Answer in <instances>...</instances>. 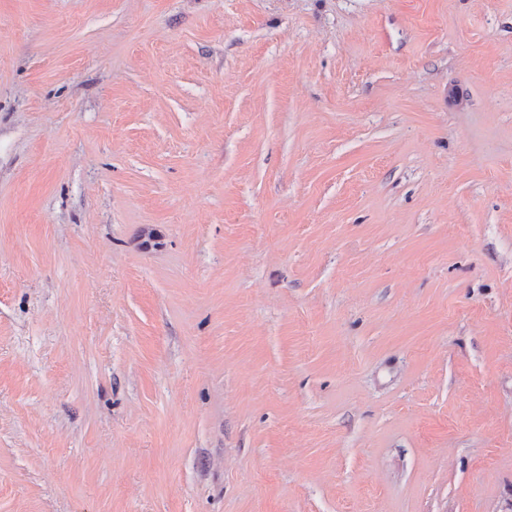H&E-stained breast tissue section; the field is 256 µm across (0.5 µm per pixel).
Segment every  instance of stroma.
<instances>
[{
  "mask_svg": "<svg viewBox=\"0 0 512 512\" xmlns=\"http://www.w3.org/2000/svg\"><path fill=\"white\" fill-rule=\"evenodd\" d=\"M0 512H512V0H0Z\"/></svg>",
  "mask_w": 512,
  "mask_h": 512,
  "instance_id": "stroma-1",
  "label": "stroma"
}]
</instances>
